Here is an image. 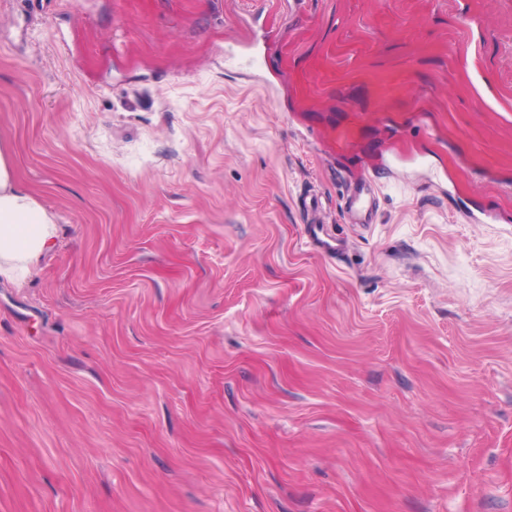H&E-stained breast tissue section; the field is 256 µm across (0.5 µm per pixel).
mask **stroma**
Instances as JSON below:
<instances>
[{
    "instance_id": "stroma-1",
    "label": "stroma",
    "mask_w": 512,
    "mask_h": 512,
    "mask_svg": "<svg viewBox=\"0 0 512 512\" xmlns=\"http://www.w3.org/2000/svg\"><path fill=\"white\" fill-rule=\"evenodd\" d=\"M0 147V512H512V0H0ZM55 235L54 215L19 184L12 155L0 149V277L25 281ZM373 199L368 197L365 184L353 183L347 188L346 209L350 224H373ZM305 243L317 253L329 258L343 254L346 247L345 241L325 231L324 224L316 223L305 224Z\"/></svg>"
}]
</instances>
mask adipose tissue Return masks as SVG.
Masks as SVG:
<instances>
[{"label":"adipose tissue","instance_id":"adipose-tissue-1","mask_svg":"<svg viewBox=\"0 0 512 512\" xmlns=\"http://www.w3.org/2000/svg\"><path fill=\"white\" fill-rule=\"evenodd\" d=\"M55 235L53 214L20 185L12 155L0 149V277L25 281Z\"/></svg>","mask_w":512,"mask_h":512}]
</instances>
